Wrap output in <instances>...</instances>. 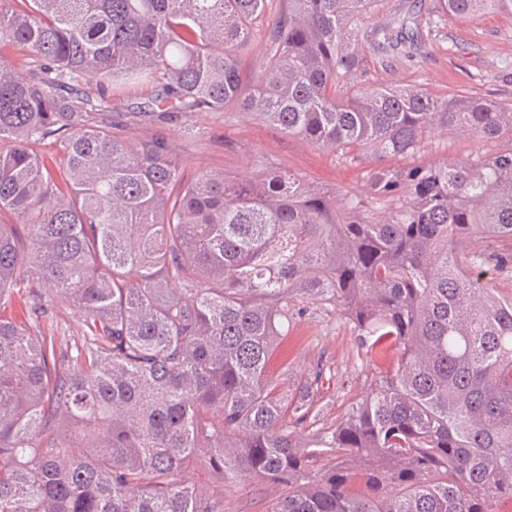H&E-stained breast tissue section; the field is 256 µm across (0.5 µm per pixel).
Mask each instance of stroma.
Segmentation results:
<instances>
[{
    "label": "stroma",
    "mask_w": 512,
    "mask_h": 512,
    "mask_svg": "<svg viewBox=\"0 0 512 512\" xmlns=\"http://www.w3.org/2000/svg\"><path fill=\"white\" fill-rule=\"evenodd\" d=\"M282 8L281 0H267L264 13L255 20L252 46L241 63L244 83L252 82L269 56L272 22ZM401 14L417 19L416 25L403 32L411 50L396 54L377 47L366 49L363 83L412 84L441 97L476 96L512 104V17L487 14L459 20L439 13L436 0H373L356 26L366 35L390 25ZM154 94L155 87L148 82L115 86L112 121L120 133L141 141L165 134L189 180L205 171L234 177L287 170L319 187L362 196L376 167L403 168L446 157L477 158L507 146L503 140L438 135L417 155L382 159L367 147L358 160L348 161L232 108L199 112L169 124L130 119L128 106L148 101ZM32 304L31 289L17 287L11 301L0 308V317L29 325L35 334L62 348L83 343L87 328L77 310L57 302L49 306L46 316L36 319L31 314ZM391 362L388 355L367 357L350 324L320 316L311 308L278 344L270 367L283 372L289 397H296L301 386H309L320 423L331 425L365 394L373 374L387 369ZM206 471L207 459L201 456L183 478L223 493L224 512H269L279 497L278 488L255 478L225 483L206 479Z\"/></svg>",
    "instance_id": "35a3bbf8"
}]
</instances>
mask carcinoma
Here are the masks:
<instances>
[{"label":"carcinoma","instance_id":"obj_1","mask_svg":"<svg viewBox=\"0 0 512 512\" xmlns=\"http://www.w3.org/2000/svg\"><path fill=\"white\" fill-rule=\"evenodd\" d=\"M372 0H286L248 93L241 58L265 0H0V306L22 280L88 328L59 355L0 317V512H224L181 479L201 451L229 481L281 487L271 512H493L512 499V297L469 252L512 242V105L361 75ZM457 19L512 0H437ZM408 19L372 43L397 50ZM158 87L135 114L229 106L349 160L419 153L434 132L496 154L378 168L336 199L289 171L186 181L169 140L115 131L112 86ZM63 150V183L35 145ZM387 206L386 215L373 207ZM310 303L390 368L337 424L269 371ZM68 368H62V364ZM293 418L283 419L285 405ZM86 443L63 448L54 427ZM330 461L319 475L313 459Z\"/></svg>","mask_w":512,"mask_h":512}]
</instances>
